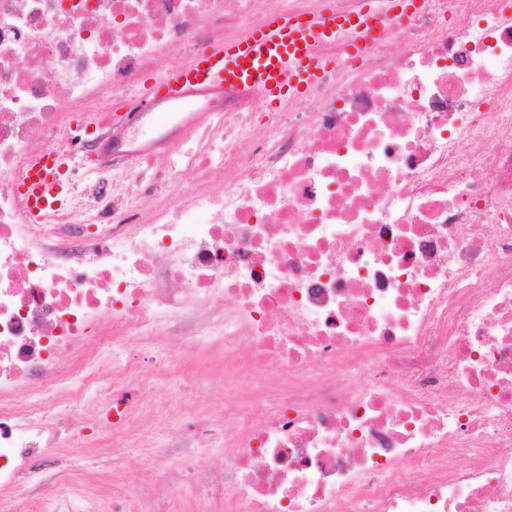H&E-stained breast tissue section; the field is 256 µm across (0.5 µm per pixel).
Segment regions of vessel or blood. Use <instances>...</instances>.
<instances>
[{
  "label": "vessel or blood",
  "mask_w": 512,
  "mask_h": 512,
  "mask_svg": "<svg viewBox=\"0 0 512 512\" xmlns=\"http://www.w3.org/2000/svg\"><path fill=\"white\" fill-rule=\"evenodd\" d=\"M417 0H367L365 10L351 19L333 13L305 17L285 10L267 16L251 33L219 43L197 54L187 65L149 80L134 102L140 110L166 112L222 111L227 89L257 88L268 108L304 97L321 79L327 64L326 43L346 38L345 50L358 56L395 24L415 12ZM69 159L46 150L34 155L19 191L27 218L43 217L65 206L71 193Z\"/></svg>",
  "instance_id": "b4317fda"
}]
</instances>
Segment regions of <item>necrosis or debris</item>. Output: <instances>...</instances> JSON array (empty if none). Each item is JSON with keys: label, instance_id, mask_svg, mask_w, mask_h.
I'll use <instances>...</instances> for the list:
<instances>
[{"label": "necrosis or debris", "instance_id": "4bbe7bcc", "mask_svg": "<svg viewBox=\"0 0 512 512\" xmlns=\"http://www.w3.org/2000/svg\"><path fill=\"white\" fill-rule=\"evenodd\" d=\"M263 6L0 0V488L71 431L69 483L0 512L83 491L134 512L81 451L124 443L142 407L168 415L190 359L220 365L224 397L172 438H223L224 512H512L505 0H422L361 59L326 46L335 67L283 110L225 94L220 135L177 146L179 168L101 171L49 223L26 218L17 183L32 153L68 152L69 113L105 138L157 59L183 65ZM148 344L169 349L164 375Z\"/></svg>", "mask_w": 512, "mask_h": 512}]
</instances>
